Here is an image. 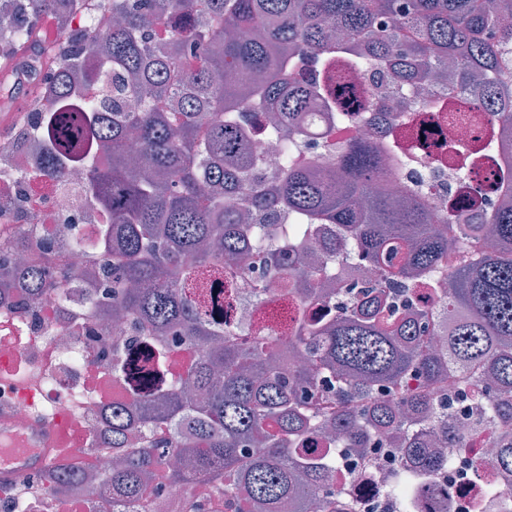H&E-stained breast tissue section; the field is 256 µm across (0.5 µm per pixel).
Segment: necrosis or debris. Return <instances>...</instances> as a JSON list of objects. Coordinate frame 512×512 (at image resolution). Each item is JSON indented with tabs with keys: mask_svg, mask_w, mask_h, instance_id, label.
Masks as SVG:
<instances>
[{
	"mask_svg": "<svg viewBox=\"0 0 512 512\" xmlns=\"http://www.w3.org/2000/svg\"><path fill=\"white\" fill-rule=\"evenodd\" d=\"M60 34L33 32L14 45L5 74L0 75V258L11 265L39 262L51 271H65L69 279L28 300L22 286L0 296V453L12 448H63L72 459H84L93 472L104 473L115 462L106 450L117 408H129L138 390L126 380L125 365L140 347L155 352L160 375L157 392H167L178 371L192 363L196 346L185 337L168 333L133 337L128 319L98 320L100 308L112 302L104 286H92L85 271L102 247L94 239L99 225L112 214L87 195L86 181L71 178L53 185L42 174L43 160L52 146V120L58 109L51 76L64 62L56 45ZM31 90L33 99L18 104L17 83ZM343 113L331 135L321 126L309 129L298 162L315 172L328 171L345 142L365 139L379 151V164L388 172L377 185L391 198L413 196L424 201L432 223L485 224L498 206L497 184L512 183V128L481 127L466 121L473 109L494 111L497 95L487 92L473 106L465 90L452 84H433L422 90L392 79L380 80L372 69L352 73L335 89ZM270 107L260 104L247 115L260 174L277 178L282 171L277 143L264 126ZM450 266L434 268L431 278L439 289L425 298L435 324L428 343L440 353L448 350V295ZM258 270L246 272L235 290L237 301L229 328L254 325L269 329L285 346L291 340L284 319L301 303L292 291L259 298ZM448 422L459 437L456 447L429 446L443 463L426 480L444 491L440 499L422 495L411 486L412 512H512V493L487 494L482 486L494 462L502 434L479 422L473 403L454 404ZM369 452L360 456L343 444L319 443L320 452L336 458L333 485L339 498L351 502L354 512H394L389 494L397 472L410 460L396 452L388 430L369 432ZM36 499L15 497L0 488V503L11 501V512H111L112 498L101 488L80 487L69 493L49 491L34 476Z\"/></svg>",
	"mask_w": 512,
	"mask_h": 512,
	"instance_id": "obj_1",
	"label": "necrosis or debris"
}]
</instances>
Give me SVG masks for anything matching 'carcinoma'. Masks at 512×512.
I'll list each match as a JSON object with an SVG mask.
<instances>
[{
	"mask_svg": "<svg viewBox=\"0 0 512 512\" xmlns=\"http://www.w3.org/2000/svg\"><path fill=\"white\" fill-rule=\"evenodd\" d=\"M80 0H8L23 25L10 41L28 38L39 17L52 13L65 31L66 8ZM104 55L115 82L112 118L90 99L77 116L64 114L60 134L73 144L82 125L98 130L104 159L86 163L88 183L112 212L103 231L112 260L90 276L112 282V310L134 333L176 330L199 349L167 394L112 411V448L118 466L101 478L112 506L128 508L160 492L164 482L185 486L203 475L222 512L245 500L270 509L288 502L296 512L318 501L320 512H343L331 483L332 461L304 449L312 429L336 431L345 447H366L363 424L395 428V444L429 473L436 460L421 450L419 429L435 423L430 388L452 373L458 395L476 392L486 406L481 421L506 429L496 459L512 473V204L490 216L495 244L477 243L454 265L456 313L444 357L424 343L432 315L418 308L414 289L431 286L426 272L448 262L453 224L430 223L425 207L401 208L371 188L378 167L363 140L346 143L336 159L337 186L324 185L293 160L312 107L326 104L323 89L298 78L310 63L328 72L385 67L421 88L443 66L456 69L475 103L490 77L512 72V26L494 13L512 0H108ZM258 101L277 113L283 174L254 175L250 132L237 120ZM491 119L512 125V96H501ZM135 139L136 154L127 151ZM239 195L245 206L224 207ZM285 214L290 234L306 238L310 224H336L337 246L324 265L281 268L289 247L277 225L261 218ZM269 274L265 293L303 286L309 302L334 303L336 318L321 322L301 305L294 320L293 354L306 365L284 370L263 327L244 338L224 331L207 314L208 280L234 279L252 263ZM368 266L375 279L357 298L352 286L318 288L325 264ZM31 292L54 281L32 269ZM416 390L405 388L408 377ZM399 392L395 406L379 391ZM51 488L87 483L85 468L68 461L44 472Z\"/></svg>",
	"mask_w": 512,
	"mask_h": 512,
	"instance_id": "carcinoma-1",
	"label": "carcinoma"
}]
</instances>
